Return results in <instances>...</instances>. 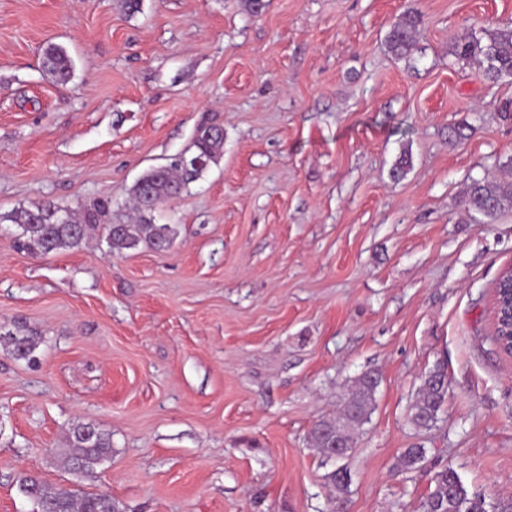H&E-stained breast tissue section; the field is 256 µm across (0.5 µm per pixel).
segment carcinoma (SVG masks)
<instances>
[{
	"mask_svg": "<svg viewBox=\"0 0 512 512\" xmlns=\"http://www.w3.org/2000/svg\"><path fill=\"white\" fill-rule=\"evenodd\" d=\"M422 23L420 14L408 12L395 24L387 36L389 52L395 57L410 54ZM455 55L460 60L479 64V76L489 84L512 77V27H503L487 35L483 41L465 37L457 41ZM43 65L55 80L65 82L74 67L67 51L57 45L46 48ZM224 129L212 123L201 125L186 154L203 161L201 166H185L176 158L167 166L151 168L141 175L129 190L133 201V216L123 220L112 213V198H95L77 207H62L44 201L29 208L0 213V223L17 227L13 244L35 256L57 253L81 245L91 234H102L113 249H135L144 244L157 252L171 246L175 228L156 222L155 212L165 202L180 195L189 184L198 180L211 163L221 155ZM463 204L489 219L512 210V177L496 181L472 180L468 184ZM0 342L18 359H27L37 346V338L22 326L12 329L0 325ZM445 368L435 367L422 380L417 397L407 414V422L417 430L433 427L446 398ZM380 376L366 371L357 376L345 395L339 414L317 422L311 431L314 447L325 461L341 457L329 452L335 443L354 447V433L369 422L376 406ZM68 448L64 450L66 467L80 474L93 476L100 464L112 456V438L91 423L78 422L68 432ZM426 449L406 448L399 457L403 470H414L424 461ZM330 480L339 494H344L352 482L346 465L335 469ZM18 483L26 485L28 498L37 512H121L120 505L106 493H83L65 485L49 484L26 475ZM419 512H488L486 493L471 492L458 472L444 467L434 473L430 490L420 501Z\"/></svg>",
	"mask_w": 512,
	"mask_h": 512,
	"instance_id": "cac0c4a2",
	"label": "carcinoma"
}]
</instances>
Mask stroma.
<instances>
[{"label":"stroma","instance_id":"obj_1","mask_svg":"<svg viewBox=\"0 0 512 512\" xmlns=\"http://www.w3.org/2000/svg\"><path fill=\"white\" fill-rule=\"evenodd\" d=\"M0 0V213L128 190L224 128V153L157 212L168 251L98 237L32 256L0 224V512H33L20 475L70 484V427L112 438L80 488L123 512H418L450 466L512 498V356L492 341L512 211L465 213L474 179L512 169V78L458 59L512 0ZM424 23L410 56L387 35ZM74 61L68 83L42 66ZM465 125V137L451 130ZM411 168L394 177L402 153ZM444 364L435 428L407 421ZM378 372L347 493L311 439L354 378ZM424 446L405 471L403 449ZM421 23L420 14L410 11L392 27L387 36V45L393 56L400 58L410 54ZM43 65L55 80L61 82L68 81L74 71L71 57L64 48L57 45H50L46 48ZM0 342L8 347L11 353L19 359H27L37 346V338L32 331H27L23 326L13 329L0 325Z\"/></svg>","mask_w":512,"mask_h":512}]
</instances>
